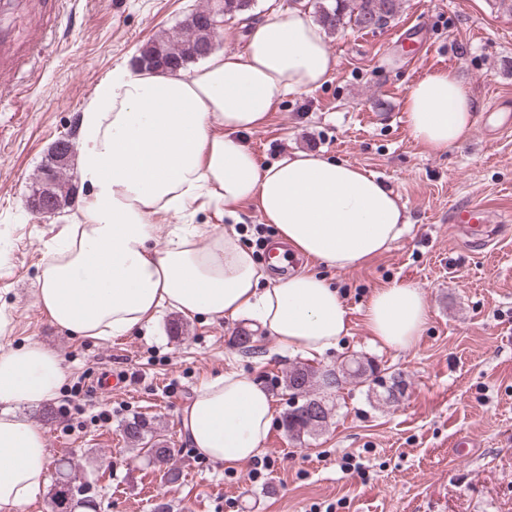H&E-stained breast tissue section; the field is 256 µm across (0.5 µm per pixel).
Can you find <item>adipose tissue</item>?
<instances>
[{"instance_id":"adipose-tissue-1","label":"adipose tissue","mask_w":512,"mask_h":512,"mask_svg":"<svg viewBox=\"0 0 512 512\" xmlns=\"http://www.w3.org/2000/svg\"><path fill=\"white\" fill-rule=\"evenodd\" d=\"M335 65L322 26L302 10L274 9L248 26L242 50L175 72L112 69L80 117L78 171L89 188L82 221L62 229L41 265L36 301L50 323L105 339L148 327L169 309L255 321L308 356L335 348L349 333V313L323 278L270 277L232 224L158 225L198 202L220 216L252 202L277 244L329 266L359 267L389 250L408 219L374 174L302 150L265 164L242 139L288 95L320 88ZM403 112L435 153L473 126L471 95L445 71L415 83ZM426 319L425 296L409 284L375 290L365 309L373 342L392 348L412 346ZM65 380L58 351L0 346V512H22L44 490L46 430L23 410L50 401ZM273 411L251 377L228 373L197 389L181 430L198 453L233 467L260 453Z\"/></svg>"}]
</instances>
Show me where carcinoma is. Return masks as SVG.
Segmentation results:
<instances>
[{
	"instance_id": "1",
	"label": "carcinoma",
	"mask_w": 512,
	"mask_h": 512,
	"mask_svg": "<svg viewBox=\"0 0 512 512\" xmlns=\"http://www.w3.org/2000/svg\"><path fill=\"white\" fill-rule=\"evenodd\" d=\"M401 8V0H328L319 2L318 21L332 33L364 29L368 19L377 18L388 22L394 18ZM212 38L204 30L191 28H176L171 35L155 39L146 44L137 59L147 67H160L173 63L184 67L191 62L200 60L212 53L210 43ZM54 172L52 197L56 208H63L69 203L72 192L70 180L64 177V170L58 167L53 157H48L40 168L39 174L32 183V188L41 186L46 172ZM377 366L364 358L363 364L349 360L338 370L335 377L336 388L339 391L348 382L368 385L373 390L371 378L376 376ZM285 388L291 399L297 401V406L289 407L282 415V427L288 437L296 442H304V438L312 437L324 430L331 418V408L316 422L311 423L306 408L317 401H325L327 392L326 373L307 364H299L288 369ZM406 389V381L401 376H390L389 384L381 392H375V397L385 404L395 403ZM124 437L132 449L142 452L149 463L164 470V475L171 481L179 478V471L170 466L173 459L172 449L157 439L154 426L146 419L134 416L126 421ZM60 465L56 477L48 492L47 512H97L100 505L94 499L88 480H80L72 471L70 459H59Z\"/></svg>"
}]
</instances>
